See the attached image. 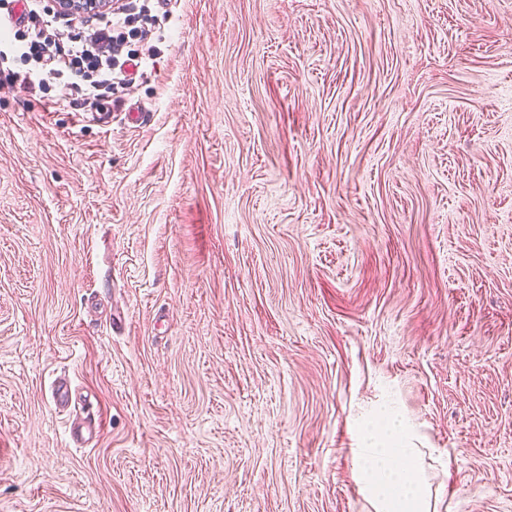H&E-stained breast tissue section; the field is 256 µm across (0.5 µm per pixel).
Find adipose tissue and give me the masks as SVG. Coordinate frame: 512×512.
I'll list each match as a JSON object with an SVG mask.
<instances>
[{"mask_svg": "<svg viewBox=\"0 0 512 512\" xmlns=\"http://www.w3.org/2000/svg\"><path fill=\"white\" fill-rule=\"evenodd\" d=\"M405 427L398 415L380 413L368 422L355 454L358 480L373 512H436L418 449L403 447Z\"/></svg>", "mask_w": 512, "mask_h": 512, "instance_id": "1", "label": "adipose tissue"}]
</instances>
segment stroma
Masks as SVG:
<instances>
[{
	"label": "stroma",
	"mask_w": 512,
	"mask_h": 512,
	"mask_svg": "<svg viewBox=\"0 0 512 512\" xmlns=\"http://www.w3.org/2000/svg\"><path fill=\"white\" fill-rule=\"evenodd\" d=\"M152 12L110 123L0 85V512H372L384 408L512 512V0Z\"/></svg>",
	"instance_id": "1"
}]
</instances>
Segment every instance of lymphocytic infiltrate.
<instances>
[{"instance_id": "obj_1", "label": "lymphocytic infiltrate", "mask_w": 512, "mask_h": 512, "mask_svg": "<svg viewBox=\"0 0 512 512\" xmlns=\"http://www.w3.org/2000/svg\"><path fill=\"white\" fill-rule=\"evenodd\" d=\"M30 36L22 43L0 34V78L24 92L53 87L57 103L80 109L101 107L113 89L128 85V67L154 60L156 47L141 56L126 49L137 36L135 18L120 0L109 10L95 13V24L80 38L70 37L67 13L48 14L38 9L36 0H25ZM23 70H14V62Z\"/></svg>"}]
</instances>
